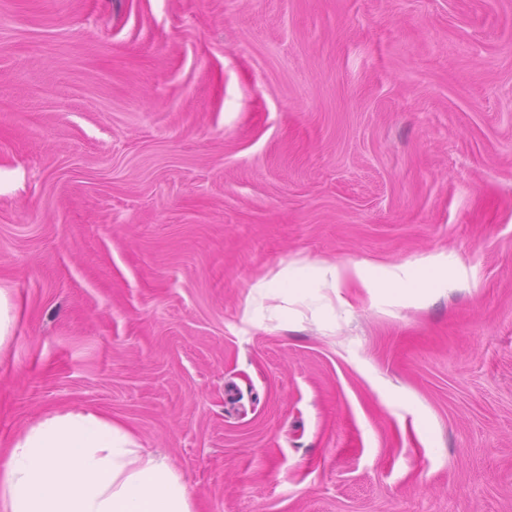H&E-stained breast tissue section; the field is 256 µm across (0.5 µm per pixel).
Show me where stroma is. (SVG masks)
<instances>
[{
  "label": "stroma",
  "mask_w": 512,
  "mask_h": 512,
  "mask_svg": "<svg viewBox=\"0 0 512 512\" xmlns=\"http://www.w3.org/2000/svg\"><path fill=\"white\" fill-rule=\"evenodd\" d=\"M21 2L0 450L92 409L196 512H512V0ZM310 271L312 275L303 273L298 276H291L286 272L278 287H286L283 289L289 296L303 298L310 294L313 282L320 276H329L335 284L357 278L363 279L357 265L339 266L323 261L312 267Z\"/></svg>",
  "instance_id": "1"
}]
</instances>
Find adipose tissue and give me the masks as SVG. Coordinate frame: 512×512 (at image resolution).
<instances>
[{"label": "adipose tissue", "mask_w": 512, "mask_h": 512, "mask_svg": "<svg viewBox=\"0 0 512 512\" xmlns=\"http://www.w3.org/2000/svg\"><path fill=\"white\" fill-rule=\"evenodd\" d=\"M320 276L340 283L361 273L324 261L281 284L303 298ZM0 512H195V504L170 456L85 409L47 414L13 439L0 455Z\"/></svg>", "instance_id": "adipose-tissue-1"}]
</instances>
